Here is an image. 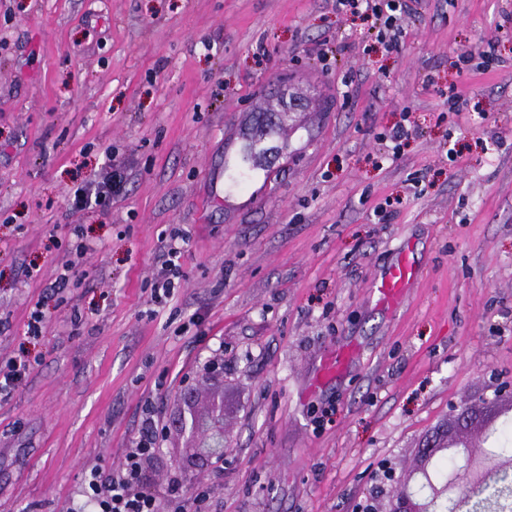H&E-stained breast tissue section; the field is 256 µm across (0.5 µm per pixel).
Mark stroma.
I'll list each match as a JSON object with an SVG mask.
<instances>
[{"instance_id":"35a3bbf8","label":"stroma","mask_w":512,"mask_h":512,"mask_svg":"<svg viewBox=\"0 0 512 512\" xmlns=\"http://www.w3.org/2000/svg\"><path fill=\"white\" fill-rule=\"evenodd\" d=\"M407 3L389 52L336 0H0V359L38 358L0 401V512H66L149 413L156 492L175 477L204 512H361L424 486L450 406L506 408L487 398L512 383V0ZM286 86L304 111L225 196L226 128ZM109 150L124 195L73 211ZM175 227L185 276L158 305ZM404 248L417 280L380 309L371 283ZM69 259L80 277L28 337ZM339 347L344 373L320 381ZM218 404L224 464L195 463L178 419ZM165 239L166 244L164 246L163 261L160 268L153 275L151 284V296L158 302L166 301L172 296L176 288L172 277L175 273L178 274L181 269V266L176 264L175 261L178 262L184 254V245L188 243L187 236L180 231L170 232L168 240L164 238L162 241Z\"/></svg>"}]
</instances>
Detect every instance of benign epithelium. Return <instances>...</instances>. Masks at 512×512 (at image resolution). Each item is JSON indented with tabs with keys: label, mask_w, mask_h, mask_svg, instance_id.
<instances>
[{
	"label": "benign epithelium",
	"mask_w": 512,
	"mask_h": 512,
	"mask_svg": "<svg viewBox=\"0 0 512 512\" xmlns=\"http://www.w3.org/2000/svg\"><path fill=\"white\" fill-rule=\"evenodd\" d=\"M296 97L284 94L278 100L277 106L270 109L268 121L282 124L295 110ZM509 398L511 404L507 411L498 414L483 424L482 440H489L498 426L501 418L512 414V392L504 388L495 391V400ZM182 428L191 435L203 433L206 435V445L199 447L201 462H206L216 445L224 444V408L215 410L209 423L199 421L195 415L183 417ZM457 456L461 463L444 473L432 477L428 468L431 467L436 455ZM424 463L421 473L427 480L428 494L416 497L414 492H406L389 501L388 507L381 505L369 508V512H436L438 503L445 500H455L458 503L456 512H472V503L480 490L487 487L491 480L512 474V452H503L488 447L479 453H474L472 445L462 438H450L446 443H438L423 455Z\"/></svg>",
	"instance_id": "7a95c632"
}]
</instances>
